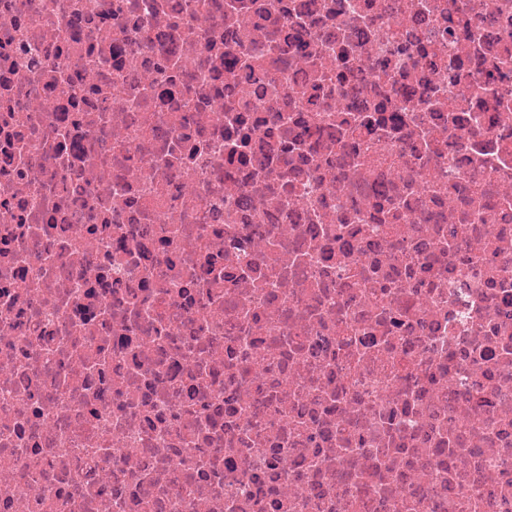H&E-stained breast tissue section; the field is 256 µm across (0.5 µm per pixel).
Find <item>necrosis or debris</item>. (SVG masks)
<instances>
[{
	"label": "necrosis or debris",
	"mask_w": 512,
	"mask_h": 512,
	"mask_svg": "<svg viewBox=\"0 0 512 512\" xmlns=\"http://www.w3.org/2000/svg\"><path fill=\"white\" fill-rule=\"evenodd\" d=\"M0 512H512V0H0Z\"/></svg>",
	"instance_id": "1"
}]
</instances>
